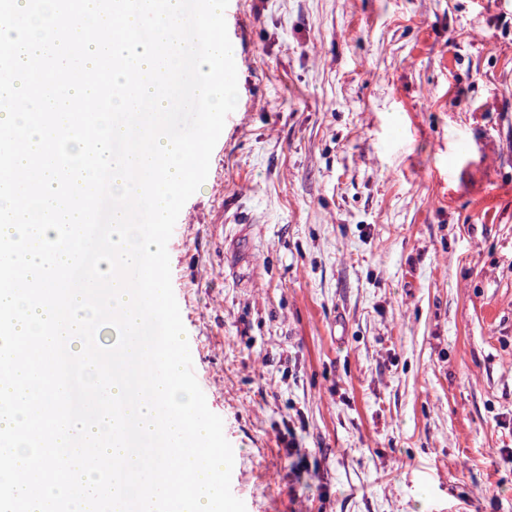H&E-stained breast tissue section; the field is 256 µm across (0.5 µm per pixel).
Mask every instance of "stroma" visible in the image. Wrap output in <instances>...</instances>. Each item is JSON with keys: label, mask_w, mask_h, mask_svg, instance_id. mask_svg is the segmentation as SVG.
<instances>
[{"label": "stroma", "mask_w": 512, "mask_h": 512, "mask_svg": "<svg viewBox=\"0 0 512 512\" xmlns=\"http://www.w3.org/2000/svg\"><path fill=\"white\" fill-rule=\"evenodd\" d=\"M167 248L246 512H512V0H235Z\"/></svg>", "instance_id": "obj_1"}]
</instances>
